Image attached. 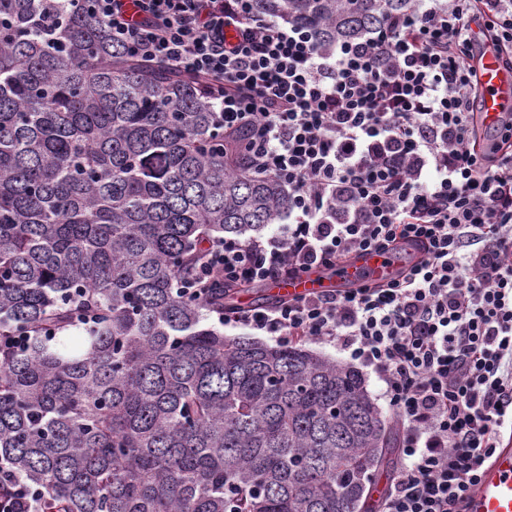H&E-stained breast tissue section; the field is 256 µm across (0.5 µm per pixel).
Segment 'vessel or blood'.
<instances>
[{"label": "vessel or blood", "mask_w": 512, "mask_h": 512, "mask_svg": "<svg viewBox=\"0 0 512 512\" xmlns=\"http://www.w3.org/2000/svg\"><path fill=\"white\" fill-rule=\"evenodd\" d=\"M474 66L481 84L476 121L488 146L487 136L504 113L512 112V69L492 44L480 45ZM397 273L391 256L375 251L354 254L331 268L316 267L305 273L270 283L269 294L288 300L321 292L355 288L367 282H385ZM467 512H512V448L499 449L482 469L480 482L466 502Z\"/></svg>", "instance_id": "obj_1"}]
</instances>
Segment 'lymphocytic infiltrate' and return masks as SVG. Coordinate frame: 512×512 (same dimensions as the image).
<instances>
[{"instance_id":"f902f5d3","label":"lymphocytic infiltrate","mask_w":512,"mask_h":512,"mask_svg":"<svg viewBox=\"0 0 512 512\" xmlns=\"http://www.w3.org/2000/svg\"><path fill=\"white\" fill-rule=\"evenodd\" d=\"M355 42L316 38L254 0H74L129 55L203 76L225 148L288 195L269 236L207 245L186 299L375 250L412 257L384 285L217 310L225 326L332 345L371 368L401 435L380 512H463L512 422V112L480 149L477 35L512 65V0H416ZM0 512H42L0 462Z\"/></svg>"}]
</instances>
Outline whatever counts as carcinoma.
Listing matches in <instances>:
<instances>
[{
	"instance_id": "cac0c4a2",
	"label": "carcinoma",
	"mask_w": 512,
	"mask_h": 512,
	"mask_svg": "<svg viewBox=\"0 0 512 512\" xmlns=\"http://www.w3.org/2000/svg\"><path fill=\"white\" fill-rule=\"evenodd\" d=\"M411 3L254 7L330 49ZM43 6L0 0V335L30 331L0 352V459L45 512H375L398 441L359 372L224 336L206 312L237 288L177 293L210 241L281 219L283 186L224 154L204 79L75 10L48 41Z\"/></svg>"
}]
</instances>
